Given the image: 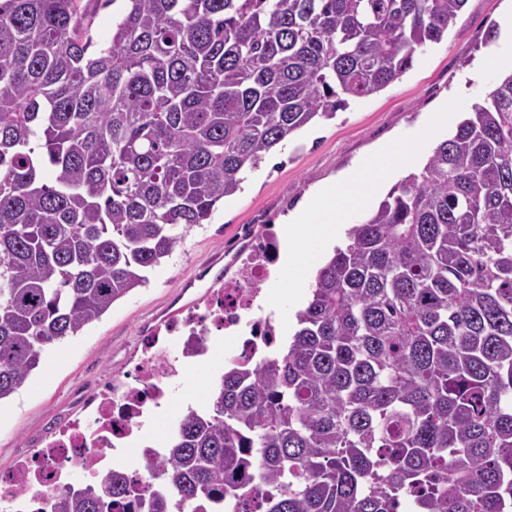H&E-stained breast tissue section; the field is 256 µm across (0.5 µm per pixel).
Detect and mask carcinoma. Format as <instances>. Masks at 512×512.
Returning a JSON list of instances; mask_svg holds the SVG:
<instances>
[{
    "label": "carcinoma",
    "instance_id": "obj_1",
    "mask_svg": "<svg viewBox=\"0 0 512 512\" xmlns=\"http://www.w3.org/2000/svg\"><path fill=\"white\" fill-rule=\"evenodd\" d=\"M466 0H0V401L295 131L412 65ZM315 278L276 355L178 420L138 512H512V72ZM125 480L52 512L120 506ZM122 2H117L103 7L98 6L94 9L92 14V35L96 46H105L112 37V8L115 12L116 7L120 6Z\"/></svg>",
    "mask_w": 512,
    "mask_h": 512
}]
</instances>
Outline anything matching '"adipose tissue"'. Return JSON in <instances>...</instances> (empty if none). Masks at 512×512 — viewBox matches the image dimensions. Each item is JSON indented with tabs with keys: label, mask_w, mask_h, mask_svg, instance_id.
<instances>
[{
	"label": "adipose tissue",
	"mask_w": 512,
	"mask_h": 512,
	"mask_svg": "<svg viewBox=\"0 0 512 512\" xmlns=\"http://www.w3.org/2000/svg\"><path fill=\"white\" fill-rule=\"evenodd\" d=\"M463 107V102L455 101L429 113L419 131L395 139L390 147L320 186L311 200L284 216L281 237L288 258H301L313 248L336 245L351 213L369 205L397 167L414 163L423 145L439 129L454 122Z\"/></svg>",
	"instance_id": "1"
}]
</instances>
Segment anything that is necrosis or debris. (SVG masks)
I'll return each instance as SVG.
<instances>
[{
  "label": "necrosis or debris",
  "instance_id": "necrosis-or-debris-1",
  "mask_svg": "<svg viewBox=\"0 0 512 512\" xmlns=\"http://www.w3.org/2000/svg\"><path fill=\"white\" fill-rule=\"evenodd\" d=\"M278 256L275 238L264 239L237 284L213 291L205 313L187 315L146 338L143 356L129 374L113 380L95 398L92 425L72 421L61 438L19 460L0 478V512H51L54 497L72 488L69 474L75 470L84 471L93 485L112 472H126L133 496H149L157 486L154 474L127 470L125 463L114 461V454L138 437L151 408L168 400L171 381L183 376L191 362L209 357L211 327L236 332L229 354L235 361L257 362L276 342L275 321L254 316L253 310ZM242 324L248 327L244 336L237 333ZM173 344L179 355L172 359L167 350Z\"/></svg>",
  "mask_w": 512,
  "mask_h": 512
}]
</instances>
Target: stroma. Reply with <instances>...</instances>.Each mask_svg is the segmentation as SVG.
I'll return each instance as SVG.
<instances>
[{
	"mask_svg": "<svg viewBox=\"0 0 512 512\" xmlns=\"http://www.w3.org/2000/svg\"><path fill=\"white\" fill-rule=\"evenodd\" d=\"M512 30V0H467L440 42L417 50L411 67L382 90L351 100L334 118L309 124L272 150L248 172L241 192L225 198L211 218L185 232L173 255L150 273L146 287L116 301L80 336L62 344L65 354L51 381L41 373L10 399L0 402V474L18 458L55 440L75 419L87 418L85 400L113 379L127 375L143 354L149 331L192 312L204 311L208 291L238 277L243 260L280 216L366 155L417 130L429 112L447 102H483L494 89L496 72L481 61ZM326 248L298 260L292 279H278L283 315L279 337L288 340L295 314L306 307ZM211 355L173 382L162 414H149L141 428L146 438L165 441L185 412V400L204 403L221 369L230 335L211 336Z\"/></svg>",
	"mask_w": 512,
	"mask_h": 512,
	"instance_id": "1",
	"label": "stroma"
}]
</instances>
